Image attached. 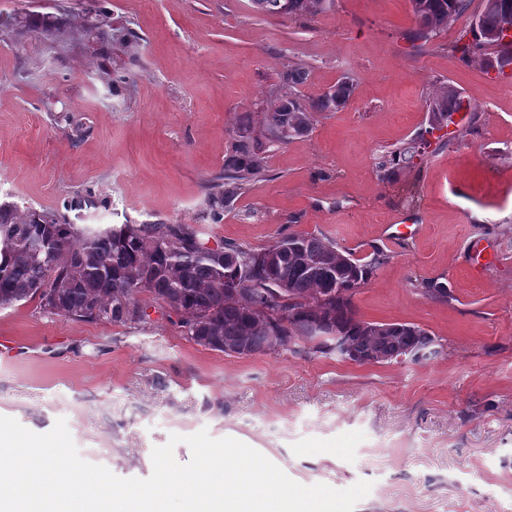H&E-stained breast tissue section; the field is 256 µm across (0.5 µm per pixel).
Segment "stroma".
<instances>
[{
	"label": "stroma",
	"mask_w": 512,
	"mask_h": 512,
	"mask_svg": "<svg viewBox=\"0 0 512 512\" xmlns=\"http://www.w3.org/2000/svg\"><path fill=\"white\" fill-rule=\"evenodd\" d=\"M56 20L59 35L44 31ZM460 16L407 36L410 0H326L314 15L250 0H0V202L82 224H205L257 248L291 233L355 258L387 253L353 296L357 319L409 323L441 353L359 364L300 342L227 355L149 323L75 322L38 300L0 308V416L44 434L65 420L81 458L149 478L154 448L207 430L295 482H371L354 512H512V72L463 63ZM135 33L132 55L118 38ZM314 99L350 78L343 107L270 147L265 172L215 219L208 186L244 115L261 127L288 65ZM454 85L475 107L434 131L412 166L379 163L428 126ZM93 194L95 204L67 211ZM414 231L387 241L397 220ZM448 297L423 295L422 284ZM163 387H156L155 379ZM311 0H250L256 12L278 17H296L313 12ZM288 6V9H286Z\"/></svg>",
	"instance_id": "obj_1"
}]
</instances>
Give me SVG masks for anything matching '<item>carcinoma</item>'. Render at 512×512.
<instances>
[{
	"mask_svg": "<svg viewBox=\"0 0 512 512\" xmlns=\"http://www.w3.org/2000/svg\"><path fill=\"white\" fill-rule=\"evenodd\" d=\"M256 12L296 17L311 11L310 0H250ZM472 0H410L412 37L429 41L464 13ZM502 20L498 10L483 14L472 41L453 51L490 68L498 51L489 35ZM306 78L295 63L281 74L278 105L265 114L262 136L253 135L244 116L224 170L211 180L207 216L215 217L262 177L266 146L286 144L307 134L317 114L349 99L353 84L341 81L314 100L291 90ZM472 109L459 90L429 98L430 129L454 113ZM420 153L411 139L390 151L380 170L404 166ZM387 259L378 252L368 262L338 249L336 242L290 234L265 248L202 237L197 224H109L81 226L57 210L0 203V307L39 299L41 309L80 322L139 324L149 304L174 313L173 324L197 344L214 351L242 345L246 353H266L272 339L285 346L316 342L322 354L335 353L362 363L392 362L399 353H439V340L405 323H371L356 318L352 297Z\"/></svg>",
	"mask_w": 512,
	"mask_h": 512,
	"instance_id": "obj_1",
	"label": "carcinoma"
}]
</instances>
